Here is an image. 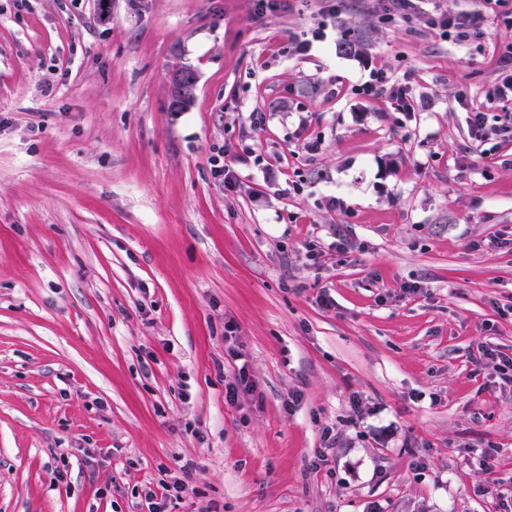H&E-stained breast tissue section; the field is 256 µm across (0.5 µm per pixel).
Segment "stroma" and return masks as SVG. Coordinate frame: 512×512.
Segmentation results:
<instances>
[{"label": "stroma", "instance_id": "1", "mask_svg": "<svg viewBox=\"0 0 512 512\" xmlns=\"http://www.w3.org/2000/svg\"><path fill=\"white\" fill-rule=\"evenodd\" d=\"M430 5L482 37L389 0H0V512H138L186 464L174 512L512 502V382L470 361L512 358V247L483 245L512 236V118L466 124L512 0ZM374 70L416 111L356 94ZM391 2H393V10L390 16L393 19L397 16L403 20H410L413 17L422 16L430 27L441 30L444 36L453 34L458 42L467 41L470 31L474 28L473 20L438 13L435 10L425 11L421 7V3L425 2L423 0H392ZM196 74L188 68H179L174 72L171 85L173 102L188 104L192 101L196 89ZM468 117L469 132L473 139L484 142L489 140L495 128L489 125L488 113L484 111L470 112Z\"/></svg>", "mask_w": 512, "mask_h": 512}]
</instances>
